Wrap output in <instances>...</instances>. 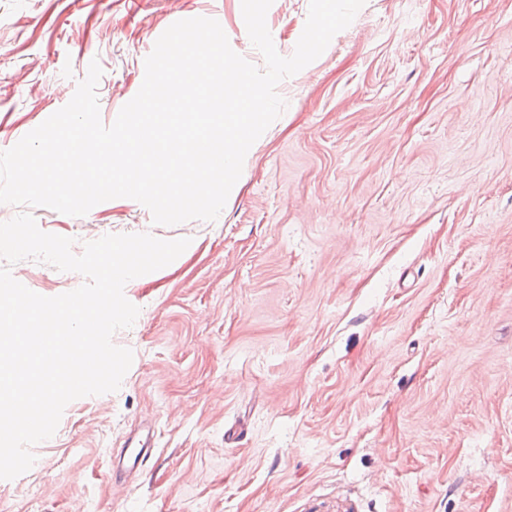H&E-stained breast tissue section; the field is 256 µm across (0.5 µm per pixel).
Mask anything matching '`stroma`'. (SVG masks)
Returning <instances> with one entry per match:
<instances>
[{
    "label": "stroma",
    "instance_id": "stroma-1",
    "mask_svg": "<svg viewBox=\"0 0 512 512\" xmlns=\"http://www.w3.org/2000/svg\"><path fill=\"white\" fill-rule=\"evenodd\" d=\"M308 8L273 0L282 56ZM214 16L263 66L237 0H0V150L86 58L115 115L153 41ZM277 91L216 220L32 208L76 254L110 233L190 244L125 286L120 389L67 405L0 512H512V0H366ZM11 273L49 297L85 281ZM147 429L151 455L113 475Z\"/></svg>",
    "mask_w": 512,
    "mask_h": 512
}]
</instances>
